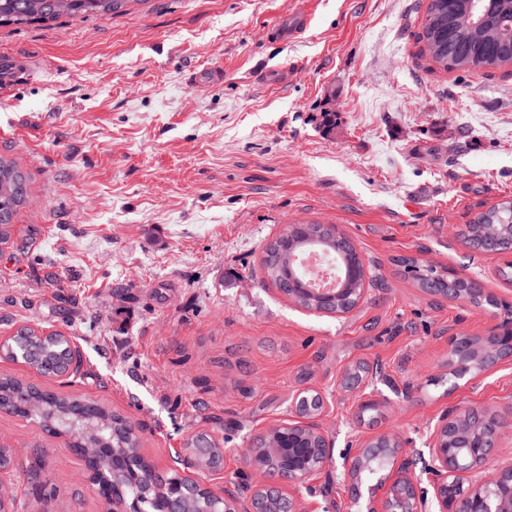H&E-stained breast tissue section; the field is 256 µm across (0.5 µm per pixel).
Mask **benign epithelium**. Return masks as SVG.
I'll use <instances>...</instances> for the list:
<instances>
[{
    "mask_svg": "<svg viewBox=\"0 0 512 512\" xmlns=\"http://www.w3.org/2000/svg\"><path fill=\"white\" fill-rule=\"evenodd\" d=\"M342 248L353 253L363 283L355 298H345L337 288H318L310 311L346 316L359 308L369 291L371 277L363 255L352 241L341 236ZM474 251L483 255H500L512 252V240H503L487 232ZM424 291L450 302L465 301L474 304L477 297L487 296L482 280L469 278V288L455 287V274L448 273V287L424 288ZM482 371L489 372L502 364L512 362V338L497 331L480 338ZM373 375V370L362 367L360 371L346 372L340 383L346 389H355ZM318 409L301 421L279 425L288 430V436L306 442L304 448L288 449V466L275 475L288 480L298 488L309 487L310 477L317 473L311 467L314 461L325 468L333 460L334 441L319 424L324 413V400L314 396ZM503 422L496 416L474 407H456L442 416L430 429L427 439L428 455H407L398 438L380 434L363 442L356 455L345 464V479L349 499L355 512H395L398 504L408 505L405 512H512V466L496 470L488 477L468 482L480 465L512 455V448L502 440ZM376 456H385L390 462L389 472L377 483L368 484L360 472ZM427 481H422L421 475ZM273 501V512H300L296 497L265 483L257 482L247 500L238 493L224 489L225 512H264L262 502Z\"/></svg>",
    "mask_w": 512,
    "mask_h": 512,
    "instance_id": "obj_1",
    "label": "benign epithelium"
}]
</instances>
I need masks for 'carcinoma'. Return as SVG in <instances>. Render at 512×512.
I'll list each match as a JSON object with an SVG mask.
<instances>
[{
  "label": "carcinoma",
  "mask_w": 512,
  "mask_h": 512,
  "mask_svg": "<svg viewBox=\"0 0 512 512\" xmlns=\"http://www.w3.org/2000/svg\"><path fill=\"white\" fill-rule=\"evenodd\" d=\"M130 0H0V24L27 25L48 22L62 16L108 17L122 13ZM474 0H429L418 39L423 51L444 71H488L512 66V0H486L482 27L470 23ZM27 193L26 177L14 163L0 157V243L9 239L16 209ZM493 225L500 234H512V200L502 201L482 212L467 235L472 241L482 228ZM321 241V249L344 266L336 252V232L320 224L297 228L286 225L265 248L263 260L267 279L283 294L292 288L311 287L310 278L299 270L292 258L311 250L310 242ZM64 334H41L24 328L0 344V353L12 361L23 362L43 376L54 371L80 369L82 358ZM0 404L19 417L34 421L46 433L67 436L70 448L89 462L102 452L111 454L115 466L98 473L94 486L106 512L112 503L136 500L143 512H168L171 500L179 495L183 479L174 471L157 474L140 453L141 438L122 414L91 398L44 390L13 376H0ZM185 448L199 466L210 468L223 457V449L203 434L189 436ZM181 496V495H179ZM181 512H224V499L204 487L181 496Z\"/></svg>",
  "instance_id": "cac0c4a2"
}]
</instances>
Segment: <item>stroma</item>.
Masks as SVG:
<instances>
[{"label": "stroma", "instance_id": "35a3bbf8", "mask_svg": "<svg viewBox=\"0 0 512 512\" xmlns=\"http://www.w3.org/2000/svg\"><path fill=\"white\" fill-rule=\"evenodd\" d=\"M428 0H133L111 18L0 25V155L27 197L0 244V341L22 326L72 336L70 386L139 429L158 471L208 434L214 493L260 480L253 439L322 393L334 464L300 493L302 512H349L345 457L360 438L425 450L458 406L501 418L512 443V364L450 375L449 339L488 335L502 310L424 292L401 261L479 276L512 304V256L474 254L461 232L512 199V68L446 72L417 35ZM312 8L310 28L274 32ZM335 113L326 124L323 113ZM333 224L374 279L336 318L264 281L285 225ZM382 377L345 391L351 366ZM373 404L375 423L359 416ZM17 512H101L63 438L0 410ZM56 487L47 502L42 484ZM195 456L199 466L214 467L223 457V448H218L210 437L194 434L186 439L185 447ZM204 448V449H202Z\"/></svg>", "mask_w": 512, "mask_h": 512}]
</instances>
